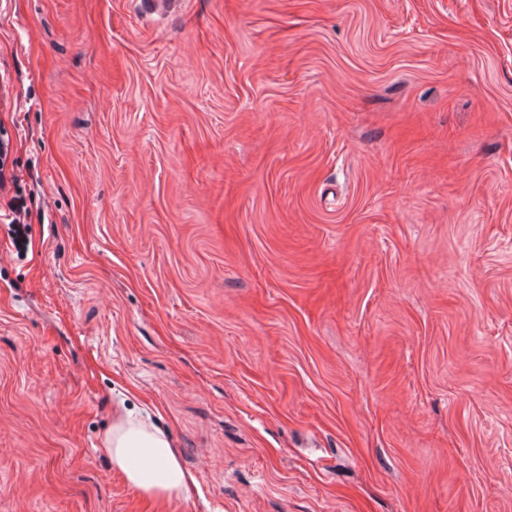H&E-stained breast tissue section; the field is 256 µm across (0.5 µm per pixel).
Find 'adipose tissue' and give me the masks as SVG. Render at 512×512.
Here are the masks:
<instances>
[{
	"label": "adipose tissue",
	"instance_id": "obj_1",
	"mask_svg": "<svg viewBox=\"0 0 512 512\" xmlns=\"http://www.w3.org/2000/svg\"><path fill=\"white\" fill-rule=\"evenodd\" d=\"M104 446L113 468L143 495L170 500L188 494L190 478L171 437L148 411L118 402Z\"/></svg>",
	"mask_w": 512,
	"mask_h": 512
}]
</instances>
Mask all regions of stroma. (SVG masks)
Instances as JSON below:
<instances>
[{
    "label": "stroma",
    "mask_w": 512,
    "mask_h": 512,
    "mask_svg": "<svg viewBox=\"0 0 512 512\" xmlns=\"http://www.w3.org/2000/svg\"><path fill=\"white\" fill-rule=\"evenodd\" d=\"M2 129L0 512H512V0H0ZM170 434L148 411L128 407L121 399L114 408L104 450L114 469L143 495L159 500L184 497L191 478L172 447Z\"/></svg>",
    "instance_id": "obj_1"
}]
</instances>
